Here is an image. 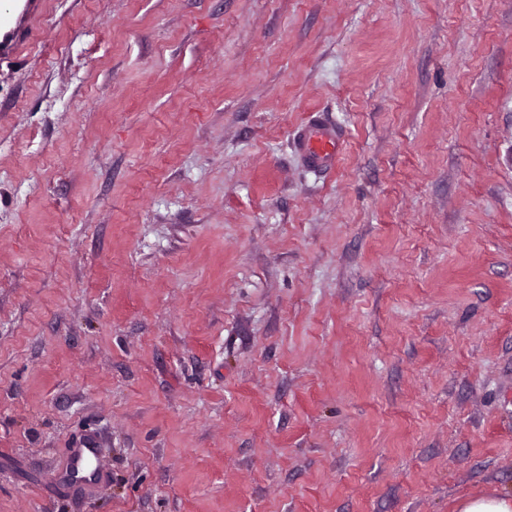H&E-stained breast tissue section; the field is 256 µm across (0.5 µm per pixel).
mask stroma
<instances>
[{"instance_id": "stroma-1", "label": "stroma", "mask_w": 512, "mask_h": 512, "mask_svg": "<svg viewBox=\"0 0 512 512\" xmlns=\"http://www.w3.org/2000/svg\"><path fill=\"white\" fill-rule=\"evenodd\" d=\"M320 114L333 170L292 147ZM91 436L104 478L60 483ZM512 493V0H0V512Z\"/></svg>"}]
</instances>
